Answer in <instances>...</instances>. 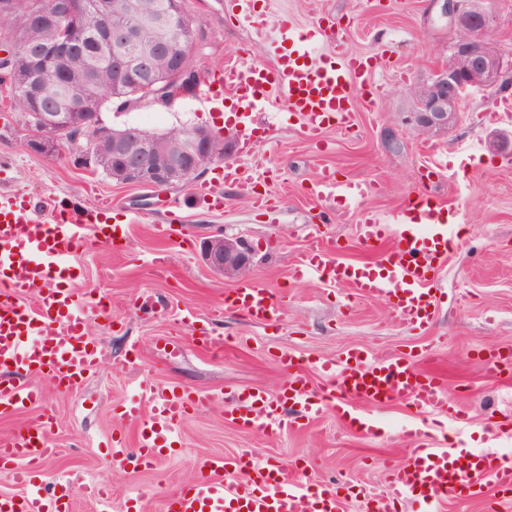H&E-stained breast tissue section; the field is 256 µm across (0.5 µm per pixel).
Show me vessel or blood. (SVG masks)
I'll list each match as a JSON object with an SVG mask.
<instances>
[{
	"label": "vessel or blood",
	"instance_id": "b4317fda",
	"mask_svg": "<svg viewBox=\"0 0 512 512\" xmlns=\"http://www.w3.org/2000/svg\"><path fill=\"white\" fill-rule=\"evenodd\" d=\"M236 21L279 52L277 66L229 61L222 72L205 79L201 105L235 98L243 120L253 113L283 110L299 116L306 139H318L328 128L346 130L353 122L355 101L364 96L373 67L360 56L313 53V46L341 42L340 33L316 24L299 32L287 19L255 11L251 0H232ZM245 157L224 164L225 183L248 184ZM374 182L341 181L323 169L307 189L324 202L341 194L364 200L375 194ZM430 196L409 197L399 212L385 216L367 210L357 226L360 242L379 252L373 264L335 260L336 244L317 239L293 265L295 280L316 277L344 285L354 294L385 299L399 323L426 328L434 319L437 296L432 281L447 262L453 247L454 225L429 205ZM95 225L108 240L119 237L109 206L69 207L38 213L19 194L0 192V416L42 403V391L32 386V375L51 377L64 389L79 387L99 364L100 350L88 335L89 314L74 288L77 278L69 262L83 239L86 225ZM225 308L243 313L256 325L281 320V300L258 282H241L224 296ZM288 374L276 396L239 389L232 394L228 419L236 426L273 434L294 431L313 423L326 411L337 415L355 432L375 433L361 408L392 404L405 406L415 421L406 432L411 456L406 463L387 465V490L369 496L373 512H396L400 501L417 503L421 512H438L440 499L466 495L498 512L501 494L512 489V461L488 451L460 452L435 447L426 424L431 415L456 414L457 405L437 372L395 354L370 361L346 353L337 362L321 364L331 384L312 393L310 377L291 353L280 356ZM137 396L122 406L123 417L136 423L137 444H112V462L138 468L155 463L174 451L177 434L191 412L205 409L212 397L190 387H165L141 378ZM150 417H143V410ZM48 421L0 436V471L23 489L22 495H0V512H71L75 488L62 486L59 494L45 493L43 468L57 453ZM198 477L167 499V512H346L348 499L334 486L300 474L298 467L256 459L251 450L233 457L211 456L197 463Z\"/></svg>",
	"mask_w": 512,
	"mask_h": 512
}]
</instances>
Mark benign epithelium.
I'll use <instances>...</instances> for the list:
<instances>
[{
  "instance_id": "1",
  "label": "benign epithelium",
  "mask_w": 512,
  "mask_h": 512,
  "mask_svg": "<svg viewBox=\"0 0 512 512\" xmlns=\"http://www.w3.org/2000/svg\"><path fill=\"white\" fill-rule=\"evenodd\" d=\"M439 7V18L456 31L448 45V60L432 69L430 76L413 93L412 104L403 124L411 131L438 135L456 125L461 116V105L472 91L495 92L504 86L512 73V65L505 59L498 44L488 37L496 27L490 0H433ZM94 8L101 17L114 14L129 15L128 28L102 31V40L112 48V84L117 89L126 85L136 88V97L127 101V108L142 104L169 108L191 93L200 80L199 71L187 76L183 72H163L156 60L171 53L172 44H178L183 53L190 54L195 47L176 42L177 34L191 28L192 22L183 10L163 19L158 17L144 0H95ZM84 5L79 0L61 3V0H31L26 4V26H41L55 32L53 41L33 48L29 54L28 70L21 77L34 97L45 109L25 112L31 126L46 132L27 141L34 152H54L59 144L56 135L76 132L73 145L76 161L84 168L94 170L100 165V156L91 134L102 122L84 123L82 82L71 86L72 111L58 112L54 108L57 89L47 80L54 74L68 78L71 53L82 45L87 31L81 21ZM141 28H158L164 32L159 41L142 45L137 40ZM112 146V158L121 162L125 178L123 184L169 189L181 186L191 175L204 172L211 165L224 160L212 146L216 132L207 126L190 128L177 151L162 148L155 156L145 158L134 148V138L125 131L105 129ZM204 262L226 278H234L249 271L253 252L241 237L218 234L203 242Z\"/></svg>"
}]
</instances>
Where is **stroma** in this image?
Listing matches in <instances>:
<instances>
[{"instance_id": "35a3bbf8", "label": "stroma", "mask_w": 512, "mask_h": 512, "mask_svg": "<svg viewBox=\"0 0 512 512\" xmlns=\"http://www.w3.org/2000/svg\"><path fill=\"white\" fill-rule=\"evenodd\" d=\"M228 2L184 0L206 36L193 59L195 68L207 75L241 55L274 64L266 45L236 25ZM253 3L258 10L272 6L300 30L316 22L333 26L352 52L376 59L374 103L355 104L351 128H331L310 141L301 136L298 118L286 112L268 125L248 128L239 119V107L209 109L194 95L168 110L107 109L101 118L110 128L150 131L204 125L230 141L234 158L246 139H253L248 163L268 174L258 186L270 198L262 209L253 206L250 194L225 184L217 165L199 182L223 195L219 210L200 201L191 184L161 190L89 172L65 143L52 154L32 152L21 109L8 96V80L0 79V191L23 194L42 209L61 202L91 207L107 201L114 220L125 224L121 246L91 233L72 256L81 269L79 292L91 303L104 299L109 308L108 317L92 313L87 320V332L102 352L98 370L74 390L59 388L44 375L31 376L45 396L43 404L0 417V436L49 415L59 451L45 466L46 488L106 485L112 497L108 512H120L138 488L153 492L142 512H164L168 496L196 477L200 458L230 456L242 448L272 464L297 462L304 473L358 496L385 492V457L401 462L409 454L404 431L411 421L404 407H366V414L381 424L375 436L356 434L333 412L279 436L225 420L224 392L238 387L279 391L285 371L278 357L285 349L309 372L317 391L329 384L320 364L351 350L374 359L404 353L422 365H436L461 415L440 423L449 447L490 448L512 457V370L493 379L485 363L489 353H512V144L502 151L489 146L495 135L512 134V121L491 126L483 119L497 102L512 100V89L469 93L458 124L447 133L434 138L414 133L402 123L411 106L410 90L446 61L451 36L431 0ZM325 168L341 181L376 182L378 191L367 206L384 215L415 192L430 193L457 211L454 234L461 246L438 271V310L426 330L394 321L383 299L358 297L350 288L317 279H292L294 258L319 237L338 244L340 260L366 263L377 257L357 239L359 208L341 195L324 205L307 194ZM175 203L183 222L176 234L160 236L156 227ZM220 233L250 244L248 276L282 296L280 322L258 326L235 310L215 315L225 293L238 285L201 259L202 242ZM159 255L169 258L168 271L151 266V258ZM150 294L163 305L146 314L140 304ZM189 312L209 334L224 336L222 354H209L183 326L181 318ZM141 376L209 392L215 400L189 415L175 453L131 471L114 466L108 452L119 438L128 447L136 445L137 428L122 417L121 405Z\"/></svg>"}]
</instances>
